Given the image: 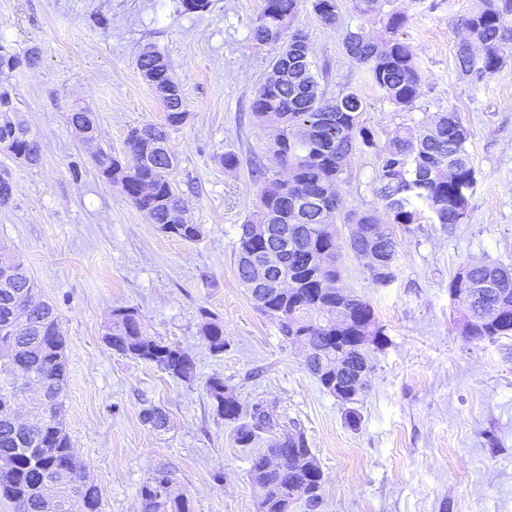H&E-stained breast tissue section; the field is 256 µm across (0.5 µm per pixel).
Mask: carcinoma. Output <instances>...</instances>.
<instances>
[{
	"mask_svg": "<svg viewBox=\"0 0 512 512\" xmlns=\"http://www.w3.org/2000/svg\"><path fill=\"white\" fill-rule=\"evenodd\" d=\"M303 0H262L251 31L258 44H278L272 60L277 78L254 91L250 110L258 127L272 131L267 150L271 164L256 162L250 171L255 189L254 210L239 225L236 276L257 310L278 329L281 342L303 341L309 347L307 367L321 386L345 406V422L356 430L366 384L341 392L322 366L336 359L373 370L369 350L355 346L360 330L370 328L385 336L372 304L342 284L340 249L357 261L370 250L376 265L364 266L379 286L395 278L398 241L390 225L407 229L420 222L423 212L451 230L467 217L476 170L468 142L471 132L455 112H441L421 126H399L378 144L371 129L360 121L367 98L355 89L327 94L321 86L324 70L313 60L306 36L288 34ZM314 13L327 26L340 20L343 0H310ZM357 23L346 29L343 48L357 65L363 82L395 108H413L423 76L412 46L399 37L409 22L401 0H350ZM381 25V31L369 27ZM463 36L456 50V69L472 83H486L512 61V0H480V6L462 18ZM40 53L30 49L19 56L0 46V75L38 64ZM137 69L149 82L180 89L166 58L148 47L137 59ZM161 122L132 128L125 149L117 154L101 149L95 168L108 171L110 183L169 236L188 242L203 237V227L189 217L187 203L174 174L177 157L170 148L171 131L189 117L183 94L163 98ZM10 139L13 157L22 155L35 165L41 143L19 119L12 91L0 83V142ZM373 156L369 182L382 212L345 207L344 185L352 173V159ZM8 172L0 173V207L14 198ZM259 224H272L278 235L263 239ZM349 230L339 240L338 225ZM277 251L285 261L275 276L287 283L281 293L253 285L248 259L258 252ZM452 297L467 296L459 330L474 345L512 337V271L484 259L464 260L448 283ZM26 312L25 324L15 312ZM197 334L215 355L229 341L224 324L201 313ZM104 339L116 353L155 366L168 377L190 383L195 378L193 357L160 336L149 334L134 308L113 310ZM67 339L55 305L37 297V284L23 262L0 248V496L12 501L16 512H44L49 496L65 501L81 499L84 512H101V493L76 456L59 417L68 387ZM43 396L44 419L38 426L12 425L3 415L14 405L18 370ZM205 389L216 415L231 427L235 444L250 448L263 435L268 448L251 456L249 478L261 512H291L302 501L311 510L322 500L324 473L304 432L284 421L276 407L258 402L245 411L235 389L218 374ZM141 421L154 430L168 425L159 406L145 403ZM141 512H192L190 501L169 472L157 471L139 489Z\"/></svg>",
	"mask_w": 512,
	"mask_h": 512,
	"instance_id": "obj_1",
	"label": "carcinoma"
}]
</instances>
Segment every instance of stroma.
<instances>
[{
    "label": "stroma",
    "instance_id": "stroma-1",
    "mask_svg": "<svg viewBox=\"0 0 512 512\" xmlns=\"http://www.w3.org/2000/svg\"><path fill=\"white\" fill-rule=\"evenodd\" d=\"M478 3L424 0L412 10L400 36L415 48L424 84L406 111L359 83L342 44L351 11L329 27L305 4L292 23L327 66V93L355 88L367 98L363 121L377 136L449 111L472 132L477 183L463 224L394 226L395 279L385 287L343 256L346 286L373 305L388 338L372 354L362 422L352 430L309 372L302 345L281 344L235 275L238 226L254 203L249 172L264 156L250 101L278 52L250 38L261 0H211L199 13L184 12L182 0H0V45L40 52L38 67L5 81L43 149L32 167L0 153V170L15 184L13 201L0 207V245L60 314L69 360L61 418L102 512H140L138 491L160 469L193 512H257L247 474L253 449L235 445L216 415L205 392L214 374L234 386L243 408L261 400L299 423L324 472L319 512H512V338L468 343L448 295L467 258L512 270V66L486 85L455 68L456 23ZM149 46L171 64L190 112L171 145L190 218L205 229L197 243L162 234L100 179L68 122L75 108H88L100 146L119 152L131 128L161 120L136 67ZM227 152L238 155L236 170L220 163ZM371 177V155H357L349 206L379 209ZM117 307L136 308L152 335L190 352L195 380L174 381L112 351L103 334ZM205 311L224 325V354H211L197 334ZM146 401L165 408L167 431L142 423Z\"/></svg>",
    "mask_w": 512,
    "mask_h": 512
}]
</instances>
